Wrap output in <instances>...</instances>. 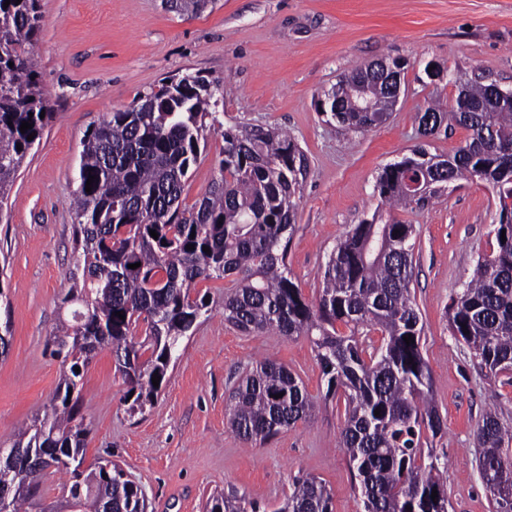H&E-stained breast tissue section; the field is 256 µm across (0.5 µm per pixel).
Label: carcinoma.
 Returning <instances> with one entry per match:
<instances>
[{"mask_svg":"<svg viewBox=\"0 0 512 512\" xmlns=\"http://www.w3.org/2000/svg\"><path fill=\"white\" fill-rule=\"evenodd\" d=\"M3 4L0 201L54 115L30 55L39 34L40 0ZM166 4L200 13L214 0ZM406 68L401 58L356 66L319 100L323 113L349 131L385 122L391 88ZM222 116L224 81L171 78L110 113L84 140L75 201L82 251L75 255L73 285L63 299L77 308L51 342V355L63 366L54 402L10 443L19 450L14 466L0 464L12 470L10 512L36 503L50 468L73 479L60 512H148L145 491L119 465L103 460L84 467L87 427L80 397L72 395L82 377L75 368L110 348L134 391L131 410H143L158 392L153 374L166 378L181 340L209 311L205 297L192 290L200 281L226 278L225 321L247 334L312 338L328 389L345 396L343 445L359 479L364 512H449L435 478L441 458L421 448L423 430L439 433L442 420L430 397L423 325L410 295L413 225L381 210L353 225L324 265L318 305L309 304L287 261L296 196L307 175V159L288 135L244 124L224 131L218 176L194 204L182 199L201 146L224 126ZM24 121L32 128L22 133ZM455 125L469 136L454 154L433 155L415 146L382 169L376 187L382 203L411 208L444 196L459 181L479 179L492 187L497 248L452 298L448 322L480 366L512 375V100L491 83L460 81L450 110L431 101L419 116L425 137ZM90 176L94 183L87 192ZM418 180L429 184L421 197L408 186ZM137 262L140 267L128 268ZM141 322L147 328L139 341L135 331ZM338 322L352 327L350 335L336 332ZM360 326L380 331L381 344L359 339ZM80 334L90 337V345L77 344ZM313 408L296 376L265 360L241 377L229 399L228 422L240 439L253 442L294 426ZM476 438L494 512H512L502 503L503 495L512 496V425L493 409L478 424ZM331 500L322 482L299 479L274 512H332ZM204 512H260V506L221 492L208 499Z\"/></svg>","mask_w":512,"mask_h":512,"instance_id":"cac0c4a2","label":"carcinoma"}]
</instances>
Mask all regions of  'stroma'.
<instances>
[{
  "mask_svg": "<svg viewBox=\"0 0 512 512\" xmlns=\"http://www.w3.org/2000/svg\"><path fill=\"white\" fill-rule=\"evenodd\" d=\"M32 52L54 117L24 159L0 204V443L48 407L61 363L48 341L66 318L72 285L73 198L83 141L108 113L128 108L164 78L224 82V125L286 132L308 159L288 265L307 302H317L328 255L352 224L379 206L381 170L417 144L453 154L468 133L452 127L421 138L418 115L437 98L453 105L456 78L483 76L512 89V0H216L198 14L162 0H40ZM399 57L407 68L391 116L365 131L342 129L317 102L352 66ZM441 67L430 80L427 63ZM224 148L209 136L183 197L208 191ZM491 187L460 183L438 203L394 212L413 225L411 298L422 318V354L443 421L426 448L446 460L437 475L449 512H492L480 475L476 429L491 404L512 422V384L479 366L448 327L450 299L496 248ZM229 282H199L210 312L180 344L166 380L144 411L131 412L129 386L110 349L85 368L81 399L89 427L85 462L119 463L145 490L149 512H203L213 492L237 491L274 512L299 478L321 481L333 512H363L346 448L343 395L327 381L308 337L245 334L224 319ZM271 359L301 381L315 403L307 421L274 438L243 443L227 404L238 377Z\"/></svg>",
  "mask_w": 512,
  "mask_h": 512,
  "instance_id": "1",
  "label": "stroma"
}]
</instances>
